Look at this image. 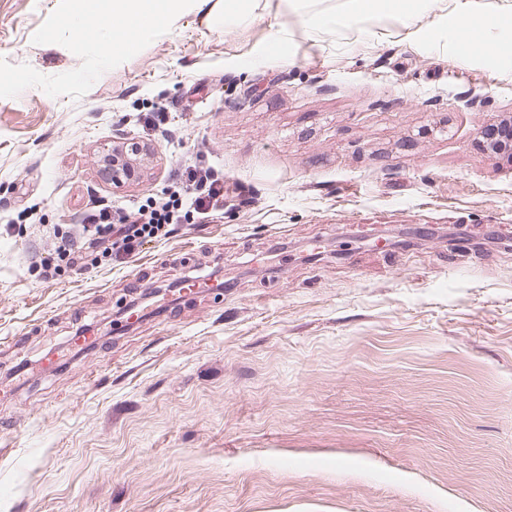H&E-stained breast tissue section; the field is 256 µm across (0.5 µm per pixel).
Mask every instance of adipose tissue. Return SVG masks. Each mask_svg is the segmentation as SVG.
<instances>
[{
    "label": "adipose tissue",
    "mask_w": 512,
    "mask_h": 512,
    "mask_svg": "<svg viewBox=\"0 0 512 512\" xmlns=\"http://www.w3.org/2000/svg\"><path fill=\"white\" fill-rule=\"evenodd\" d=\"M286 12L301 17L304 26L330 32L347 22L375 13L417 19L427 11L430 0H343L340 10L310 13L306 0H281ZM209 0H81L73 28L74 40L99 37L106 51L118 54L131 45L134 31L160 24L179 13L184 5L201 12Z\"/></svg>",
    "instance_id": "ef3b65f1"
}]
</instances>
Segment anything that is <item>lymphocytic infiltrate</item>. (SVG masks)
<instances>
[{
    "instance_id": "lymphocytic-infiltrate-1",
    "label": "lymphocytic infiltrate",
    "mask_w": 512,
    "mask_h": 512,
    "mask_svg": "<svg viewBox=\"0 0 512 512\" xmlns=\"http://www.w3.org/2000/svg\"><path fill=\"white\" fill-rule=\"evenodd\" d=\"M173 180L175 197L161 205H142L117 215L110 205H101L89 215L83 238L66 242L57 254L43 257L41 267L84 270L92 261L124 264L148 244L169 237L184 213H195L205 221L223 210L224 180L212 170L187 165L175 172Z\"/></svg>"
}]
</instances>
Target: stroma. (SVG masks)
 Returning a JSON list of instances; mask_svg holds the SVG:
<instances>
[{"mask_svg":"<svg viewBox=\"0 0 512 512\" xmlns=\"http://www.w3.org/2000/svg\"><path fill=\"white\" fill-rule=\"evenodd\" d=\"M211 6L113 57L74 43L79 0H0V512H512V158L483 148L512 53L385 14L283 43L275 6ZM116 137L154 148L118 189ZM193 162L223 214L42 278L90 199ZM436 226L462 242L385 241Z\"/></svg>","mask_w":512,"mask_h":512,"instance_id":"35a3bbf8","label":"stroma"}]
</instances>
